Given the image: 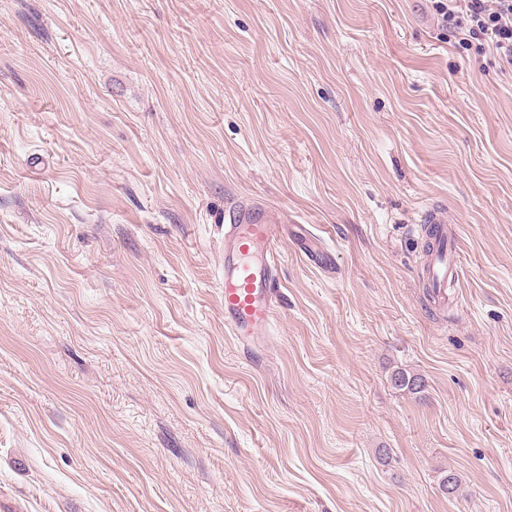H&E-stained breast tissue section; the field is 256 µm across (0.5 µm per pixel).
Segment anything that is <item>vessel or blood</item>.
I'll return each instance as SVG.
<instances>
[{
  "label": "vessel or blood",
  "mask_w": 512,
  "mask_h": 512,
  "mask_svg": "<svg viewBox=\"0 0 512 512\" xmlns=\"http://www.w3.org/2000/svg\"><path fill=\"white\" fill-rule=\"evenodd\" d=\"M274 210L241 200L224 215V325L240 344L260 342L276 319L278 281L277 229ZM425 228L434 230L438 245L422 270L431 303L448 308V290L459 284L462 262L458 248L448 244V219L427 211Z\"/></svg>",
  "instance_id": "1"
}]
</instances>
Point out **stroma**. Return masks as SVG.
I'll return each mask as SVG.
<instances>
[{"label":"stroma","mask_w":512,"mask_h":512,"mask_svg":"<svg viewBox=\"0 0 512 512\" xmlns=\"http://www.w3.org/2000/svg\"><path fill=\"white\" fill-rule=\"evenodd\" d=\"M240 197L327 250L254 357ZM0 512H512V66L437 0H0ZM453 224L445 216L433 210L427 211L421 230H435L439 245L429 254L422 270L423 280L430 284L432 306L439 311H448V288H457L462 275V262L456 240L448 246V225ZM389 380L393 388L407 390L412 394H421L426 388V380L421 374L403 368L393 370Z\"/></svg>","instance_id":"35a3bbf8"}]
</instances>
